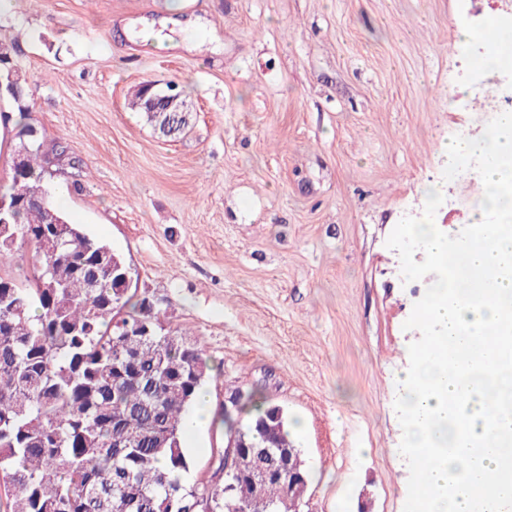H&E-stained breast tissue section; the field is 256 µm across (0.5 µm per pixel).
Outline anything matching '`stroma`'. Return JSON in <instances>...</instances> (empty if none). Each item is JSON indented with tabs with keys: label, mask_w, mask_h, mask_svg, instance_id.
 I'll use <instances>...</instances> for the list:
<instances>
[{
	"label": "stroma",
	"mask_w": 512,
	"mask_h": 512,
	"mask_svg": "<svg viewBox=\"0 0 512 512\" xmlns=\"http://www.w3.org/2000/svg\"><path fill=\"white\" fill-rule=\"evenodd\" d=\"M502 0H10L0 43L45 145L81 165L49 180L68 222L108 243L166 330L218 371L206 390L257 391L285 411L309 474L296 512H403L397 375L403 324L433 275L404 282L386 241L429 192L455 236L481 212L472 170L443 178V144L512 109L502 72L469 78ZM201 18L204 36L177 22ZM153 40H142L144 28ZM183 89L191 126L163 138L130 87ZM80 191H73L72 182ZM217 419L187 481L222 483Z\"/></svg>",
	"instance_id": "obj_1"
}]
</instances>
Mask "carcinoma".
Instances as JSON below:
<instances>
[{
    "instance_id": "obj_1",
    "label": "carcinoma",
    "mask_w": 512,
    "mask_h": 512,
    "mask_svg": "<svg viewBox=\"0 0 512 512\" xmlns=\"http://www.w3.org/2000/svg\"><path fill=\"white\" fill-rule=\"evenodd\" d=\"M148 92L163 89L143 82L129 106L161 135L183 133L191 113L150 112ZM3 96L16 107L0 112L17 141L8 163L27 151L3 192L18 204L0 224V256L27 243L36 263L23 281L0 269V512H199L182 437L212 367L197 344L162 327L148 296L124 286L130 265L121 254L79 224L48 223L60 212L47 177L79 159L62 141L44 147L26 93ZM232 394L254 413L222 415L224 436L247 448H295L283 409L256 403L253 392ZM294 456L296 476L259 491L247 470L267 460L245 455L244 471L211 489L214 512H266L295 498L305 472Z\"/></svg>"
}]
</instances>
